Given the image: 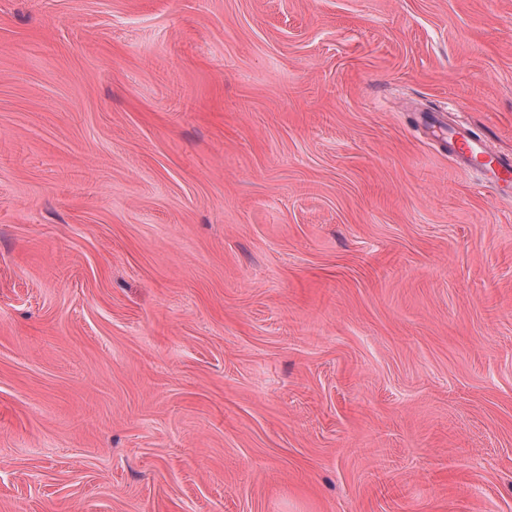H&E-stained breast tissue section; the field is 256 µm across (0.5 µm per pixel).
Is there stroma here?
Masks as SVG:
<instances>
[{"label":"stroma","mask_w":512,"mask_h":512,"mask_svg":"<svg viewBox=\"0 0 512 512\" xmlns=\"http://www.w3.org/2000/svg\"><path fill=\"white\" fill-rule=\"evenodd\" d=\"M512 0H0V512H512ZM448 139L457 164L466 170H476L484 179L500 192L512 191V159L491 151L464 124H454L448 128Z\"/></svg>","instance_id":"35a3bbf8"}]
</instances>
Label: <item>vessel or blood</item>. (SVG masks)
<instances>
[{"mask_svg":"<svg viewBox=\"0 0 512 512\" xmlns=\"http://www.w3.org/2000/svg\"><path fill=\"white\" fill-rule=\"evenodd\" d=\"M448 139L457 164L467 170L479 172L484 179L500 192L512 191V159L491 151L463 124L450 126Z\"/></svg>","mask_w":512,"mask_h":512,"instance_id":"obj_1","label":"vessel or blood"}]
</instances>
